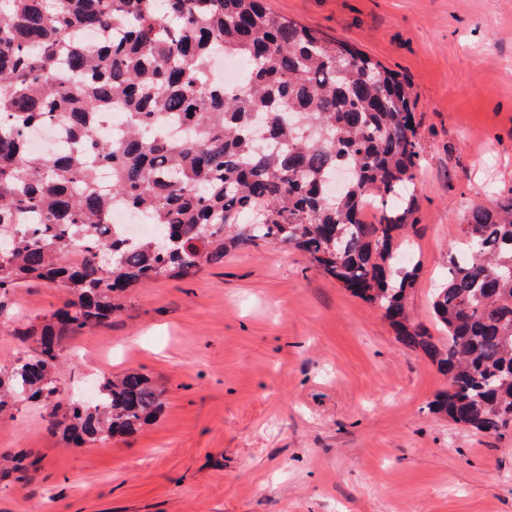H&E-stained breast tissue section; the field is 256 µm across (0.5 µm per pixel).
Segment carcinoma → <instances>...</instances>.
Returning a JSON list of instances; mask_svg holds the SVG:
<instances>
[{
  "label": "carcinoma",
  "instance_id": "obj_1",
  "mask_svg": "<svg viewBox=\"0 0 512 512\" xmlns=\"http://www.w3.org/2000/svg\"><path fill=\"white\" fill-rule=\"evenodd\" d=\"M88 29L112 38L84 43ZM219 53L247 64L246 90L209 79ZM117 102L127 131L114 139L99 117ZM54 117L70 149L31 153L29 131ZM412 122L410 90L392 73L265 0H0V315L30 281L69 295L17 332L35 347L0 373V413L51 402L50 426L77 447L136 434L163 391L131 369L63 406L65 344L111 319L129 288L263 241L304 252L436 363L448 388L434 412L485 433L512 423V193L466 212L464 247L432 300L448 342L435 341L406 310L420 267ZM99 166L112 169L108 192ZM115 201L161 228L166 246L109 230Z\"/></svg>",
  "mask_w": 512,
  "mask_h": 512
}]
</instances>
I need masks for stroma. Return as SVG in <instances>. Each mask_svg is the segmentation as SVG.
<instances>
[{
  "label": "stroma",
  "mask_w": 512,
  "mask_h": 512,
  "mask_svg": "<svg viewBox=\"0 0 512 512\" xmlns=\"http://www.w3.org/2000/svg\"><path fill=\"white\" fill-rule=\"evenodd\" d=\"M268 5L409 85L421 268L407 311L436 333L432 296L465 212L512 192V0ZM65 299L39 282L14 296L27 322ZM63 362V400L136 368L164 407L131 438L75 448L48 406L18 403L0 417V512H512V428L434 414L447 377L299 251L230 249L130 289Z\"/></svg>",
  "instance_id": "1"
}]
</instances>
